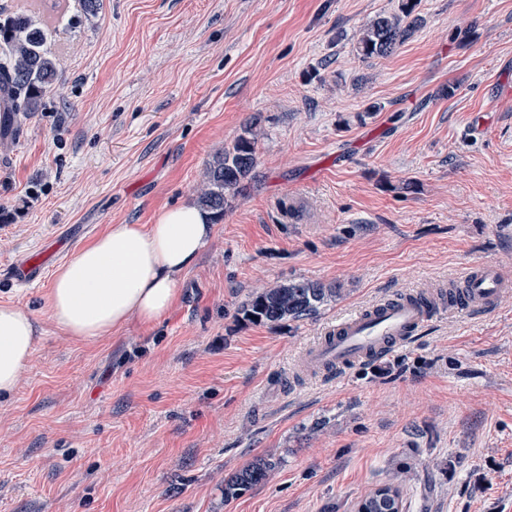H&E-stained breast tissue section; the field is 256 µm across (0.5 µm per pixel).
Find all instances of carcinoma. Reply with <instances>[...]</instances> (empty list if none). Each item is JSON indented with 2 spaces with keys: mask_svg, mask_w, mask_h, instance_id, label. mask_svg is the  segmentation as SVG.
<instances>
[{
  "mask_svg": "<svg viewBox=\"0 0 512 512\" xmlns=\"http://www.w3.org/2000/svg\"><path fill=\"white\" fill-rule=\"evenodd\" d=\"M420 0H399L398 11L379 14L361 31L357 55L363 59L392 53L410 39L421 23ZM51 32L23 13L0 18V140L13 137L21 119L41 109L43 97L56 84L58 69L47 44ZM257 131L247 128L233 145L208 163L199 204L215 219L224 216L236 195L256 178ZM341 295V288L309 279L289 280L255 292L239 308L257 323H278L316 315ZM276 467L260 458L224 483V498H236L264 482ZM358 512H400V489L385 485L357 505Z\"/></svg>",
  "mask_w": 512,
  "mask_h": 512,
  "instance_id": "cac0c4a2",
  "label": "carcinoma"
}]
</instances>
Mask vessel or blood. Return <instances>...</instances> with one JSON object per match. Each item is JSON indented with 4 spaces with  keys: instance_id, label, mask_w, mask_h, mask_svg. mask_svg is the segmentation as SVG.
<instances>
[{
    "instance_id": "obj_1",
    "label": "vessel or blood",
    "mask_w": 512,
    "mask_h": 512,
    "mask_svg": "<svg viewBox=\"0 0 512 512\" xmlns=\"http://www.w3.org/2000/svg\"><path fill=\"white\" fill-rule=\"evenodd\" d=\"M46 248L28 256L12 273L14 282H35L55 258ZM512 290V277L493 261L467 265L443 298L418 290L383 299L336 320L321 339L300 356L297 368L308 375L327 374L375 359L412 343L439 316L466 317L474 311L491 313L502 295Z\"/></svg>"
}]
</instances>
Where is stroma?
Here are the masks:
<instances>
[{
    "label": "stroma",
    "instance_id": "obj_1",
    "mask_svg": "<svg viewBox=\"0 0 512 512\" xmlns=\"http://www.w3.org/2000/svg\"><path fill=\"white\" fill-rule=\"evenodd\" d=\"M398 0H81L47 22L58 80L0 147V304L36 351L0 397V512H512V291L389 357L294 378L337 317L434 291L467 263L512 271V0H421L391 54L361 29ZM258 178L235 197L157 322L68 336L53 275L11 269L52 241L65 265L114 224L196 202L246 126ZM306 278L342 289L314 317L237 309ZM272 456L269 478L224 482ZM276 467L271 459L260 458L241 469L232 479L224 483V498H236L252 487L263 483ZM391 506L397 510L391 511ZM357 512H400V489L385 485L371 492L357 505Z\"/></svg>",
    "mask_w": 512,
    "mask_h": 512
}]
</instances>
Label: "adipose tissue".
Returning <instances> with one entry per match:
<instances>
[{
  "label": "adipose tissue",
  "instance_id": "adipose-tissue-1",
  "mask_svg": "<svg viewBox=\"0 0 512 512\" xmlns=\"http://www.w3.org/2000/svg\"><path fill=\"white\" fill-rule=\"evenodd\" d=\"M214 232L193 203L164 210L155 223L115 224L56 274L49 308L78 339L100 337L136 320L151 324L172 308L181 275ZM36 326L22 309L0 305V396L14 392L36 347Z\"/></svg>",
  "mask_w": 512,
  "mask_h": 512
}]
</instances>
